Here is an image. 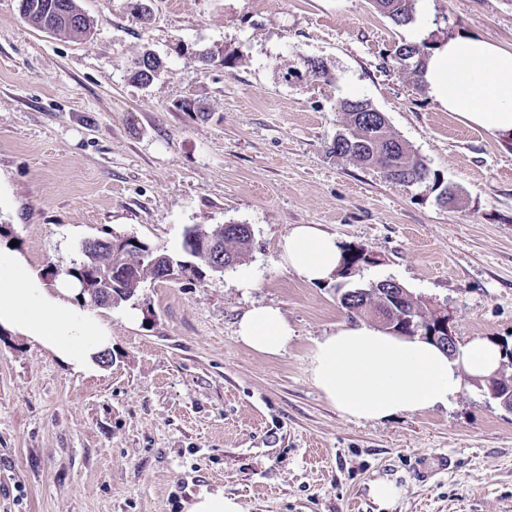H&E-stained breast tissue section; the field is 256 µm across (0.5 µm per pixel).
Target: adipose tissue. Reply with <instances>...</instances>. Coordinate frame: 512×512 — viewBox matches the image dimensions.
Here are the masks:
<instances>
[{
    "label": "adipose tissue",
    "mask_w": 512,
    "mask_h": 512,
    "mask_svg": "<svg viewBox=\"0 0 512 512\" xmlns=\"http://www.w3.org/2000/svg\"><path fill=\"white\" fill-rule=\"evenodd\" d=\"M426 86L441 107L490 135H512V51L459 35L429 54ZM283 261L311 284L331 279L342 250L315 224L292 227L282 242ZM70 288L49 290L25 259L0 250V330L40 345L77 372L93 371L112 335L98 313L71 302ZM238 338L265 355L280 354L293 334L278 307H251ZM500 346L486 338L458 345L455 355L421 339H407L365 324L348 325L317 341L310 355L314 384L346 417L380 420L448 405L463 376L485 379L498 368Z\"/></svg>",
    "instance_id": "1"
}]
</instances>
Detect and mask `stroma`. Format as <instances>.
Instances as JSON below:
<instances>
[{
	"instance_id": "35a3bbf8",
	"label": "stroma",
	"mask_w": 512,
	"mask_h": 512,
	"mask_svg": "<svg viewBox=\"0 0 512 512\" xmlns=\"http://www.w3.org/2000/svg\"><path fill=\"white\" fill-rule=\"evenodd\" d=\"M131 2L78 0L95 23L85 41L0 0V245L44 276L90 238L178 255L189 228L247 224L253 243L224 272L149 280L100 307L112 361L93 373L0 334V512H185L218 489L245 512H512V412L468 379L446 408L343 416L309 356L352 319L336 281L305 283L280 257L292 226L322 225L376 254L357 282L394 279L450 307L458 341L512 347V147L390 57L460 32L512 49V0H418L406 26L371 0H152L146 22ZM146 50L163 67L143 86L130 67ZM309 57L334 82L285 81ZM346 98L383 112L461 203L329 154ZM259 304L294 330L278 355L237 338ZM381 480L399 490L386 509L371 493Z\"/></svg>"
}]
</instances>
